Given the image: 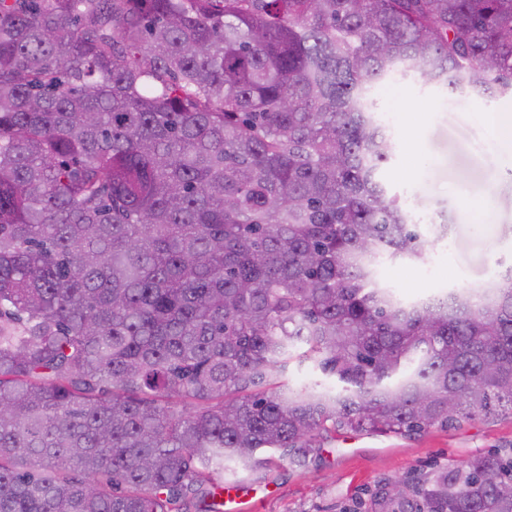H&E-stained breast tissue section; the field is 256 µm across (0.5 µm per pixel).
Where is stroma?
<instances>
[{"mask_svg":"<svg viewBox=\"0 0 512 512\" xmlns=\"http://www.w3.org/2000/svg\"><path fill=\"white\" fill-rule=\"evenodd\" d=\"M375 95L392 143L381 178L410 201L428 248L422 262L384 260L378 283L410 304L499 281L512 265V155L484 142L483 130L512 110V95H451L417 80L385 83ZM489 452L512 453V415L479 413L406 437L339 434L308 470L286 468L274 483L254 485L251 512H356L385 483Z\"/></svg>","mask_w":512,"mask_h":512,"instance_id":"stroma-1","label":"stroma"}]
</instances>
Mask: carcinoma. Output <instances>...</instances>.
Instances as JSON below:
<instances>
[{
  "instance_id": "cac0c4a2",
  "label": "carcinoma",
  "mask_w": 512,
  "mask_h": 512,
  "mask_svg": "<svg viewBox=\"0 0 512 512\" xmlns=\"http://www.w3.org/2000/svg\"><path fill=\"white\" fill-rule=\"evenodd\" d=\"M411 74L512 94V0H0V512H223L230 463L512 413V269L375 281L426 258L371 95ZM396 487L512 512V460ZM285 379L293 388H303L317 380H324L328 384L334 385V379L325 378L320 373L313 371L307 364L299 365L296 360L291 361Z\"/></svg>"
}]
</instances>
